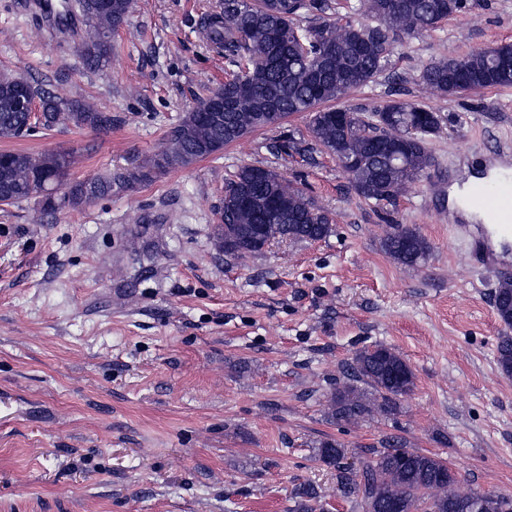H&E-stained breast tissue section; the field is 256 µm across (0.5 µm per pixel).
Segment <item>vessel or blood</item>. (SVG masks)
I'll use <instances>...</instances> for the list:
<instances>
[{"instance_id":"1","label":"vessel or blood","mask_w":512,"mask_h":512,"mask_svg":"<svg viewBox=\"0 0 512 512\" xmlns=\"http://www.w3.org/2000/svg\"><path fill=\"white\" fill-rule=\"evenodd\" d=\"M21 9L50 34L77 40L83 28L81 17L64 7L61 0H22ZM490 174L469 185L465 207L477 216L476 224H461L470 237L476 257L485 270L500 266L503 256L497 242L512 241V144L500 145L488 161Z\"/></svg>"}]
</instances>
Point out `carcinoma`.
Returning <instances> with one entry per match:
<instances>
[{
    "mask_svg": "<svg viewBox=\"0 0 512 512\" xmlns=\"http://www.w3.org/2000/svg\"><path fill=\"white\" fill-rule=\"evenodd\" d=\"M134 0H78L87 28L76 52L89 70L105 65L112 52L110 34L127 23ZM467 0H224L221 14L208 16L207 37L224 45V56L237 68L232 80L205 104L222 95L227 100L219 122L206 121L194 109L185 112L172 131L168 147L125 176L135 183L150 178L151 171L187 167L258 128L265 126L262 112H277L286 119L306 112L311 142L285 138L277 145L284 154L307 156L320 147L336 160L353 161L342 167L353 189L362 198L390 202L415 182L430 165L427 141L439 127L436 112L422 106L390 100L369 115L358 112L341 123L345 110L326 108L348 91L364 87L384 71L400 34L432 31L466 8ZM378 21L373 26L353 23L348 15L358 10ZM336 15V21L326 15ZM312 15L318 22L302 26L298 17ZM472 85L512 86V66L497 67L487 50L472 51L462 59ZM441 59L426 65L422 82L440 95L451 96L458 61ZM28 94L40 102L42 127L49 130L61 122L76 128L102 131L112 128V115L86 101L63 100L23 77L0 76V139L27 132L25 113L18 96ZM71 156L54 151L0 152V203L12 205L33 197L42 209L79 207L112 194V173L87 180H70ZM64 187L63 198L50 193ZM282 212L280 223L269 227L272 236L289 240L316 241L331 231L328 214L301 190L286 183L275 171L259 166L241 168L224 185L214 227L217 246L230 259H242L261 251L264 220L271 203ZM386 252L409 268L426 260L428 246L413 229L400 224L384 239ZM494 307L499 320L512 326V282L505 280L495 291ZM497 363L512 375V336L498 338ZM415 376L408 363L393 349L381 344L364 347L353 357L348 381L336 385L327 417L338 424H358L376 412L392 414L399 401L410 395ZM316 454L336 469L341 496L357 502L361 512H392L401 502L412 512H512V496L481 493L463 485L448 463L435 455L410 451L398 440H388L372 451L360 466L344 463L345 449L335 440L320 442ZM295 512H324L321 495L310 484L294 490Z\"/></svg>",
    "mask_w": 512,
    "mask_h": 512,
    "instance_id": "obj_1",
    "label": "carcinoma"
}]
</instances>
